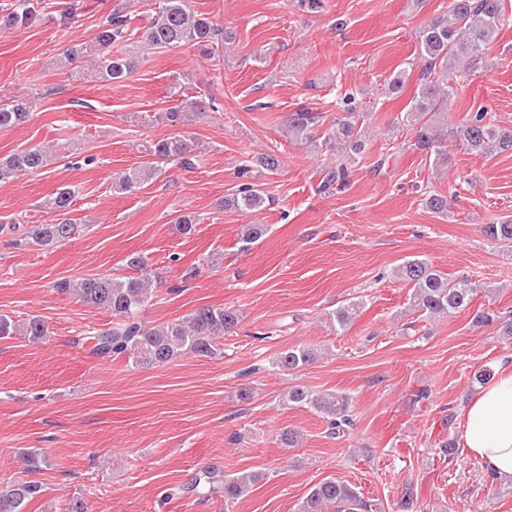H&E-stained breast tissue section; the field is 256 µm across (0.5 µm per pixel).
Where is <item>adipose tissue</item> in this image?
<instances>
[{"label":"adipose tissue","mask_w":512,"mask_h":512,"mask_svg":"<svg viewBox=\"0 0 512 512\" xmlns=\"http://www.w3.org/2000/svg\"><path fill=\"white\" fill-rule=\"evenodd\" d=\"M461 446L489 475L512 479V364L499 367L463 413Z\"/></svg>","instance_id":"obj_1"}]
</instances>
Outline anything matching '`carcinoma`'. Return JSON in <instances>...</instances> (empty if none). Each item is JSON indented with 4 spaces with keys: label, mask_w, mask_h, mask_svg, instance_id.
Returning a JSON list of instances; mask_svg holds the SVG:
<instances>
[{
    "label": "carcinoma",
    "mask_w": 512,
    "mask_h": 512,
    "mask_svg": "<svg viewBox=\"0 0 512 512\" xmlns=\"http://www.w3.org/2000/svg\"><path fill=\"white\" fill-rule=\"evenodd\" d=\"M506 0H450L446 16L439 17L419 32L418 46L422 62L421 77L416 94L399 115L397 123L415 133V145L435 152L434 164H448V141H453L467 154L492 157L512 153V131L501 129L485 119L483 112H469L456 124H448V108L455 101L460 84L478 71L486 51L495 42L504 21ZM34 15L32 0H13L0 15V29H11L29 23ZM129 18L114 13L99 25L93 44H74L67 47L60 59L61 67L73 80L85 75L82 60L97 55V75L100 79L119 83L136 68V61L112 47L130 40ZM232 39L230 32L214 23L207 14L192 10L187 0H155V17L146 29V40L158 49L197 48L213 56L215 48ZM344 116L335 118L316 138V128L322 121L321 113L301 107L288 113V132L299 139L317 142L334 148L349 159L364 148L367 116L356 105L353 95L342 98ZM202 111L197 100L183 99L179 106L170 108L166 119L171 123L183 120L187 112ZM33 102L26 98L0 100V129H9L25 123ZM190 146L181 136L163 137L150 146L151 160L123 171L113 178V188L130 193L153 183L162 174L165 165L177 161L185 168L192 166L188 156ZM258 165L267 173H275L280 158L275 150L256 157ZM48 165V156L40 146H31L0 157V177L15 172L34 174ZM346 162L326 169L323 188H342L348 184ZM75 192L68 185L60 186L44 201L48 212L56 215L52 224H31L23 235L28 242L48 247L65 241L78 232L75 219L68 217ZM274 203L273 197L260 185L247 182L236 193L224 199V208L242 213L264 209ZM268 231L264 224H245L241 240L251 245ZM483 233L501 248H512V221L486 224ZM129 268L141 272L130 277H88L64 280L55 284L58 290L72 294L79 300L109 311L124 321L118 328L100 331L93 337V351L108 357L126 354L141 366L165 365L187 353L201 357L216 354L215 340L232 330L239 315L229 308L203 306L186 320L145 327L135 321L136 313L151 297L150 275L145 273L146 260L140 255L128 259ZM397 277L409 287L412 305L430 315L452 316L471 308L477 288L467 280H452L434 269L426 260L414 257L398 269ZM358 304L341 306L327 315L330 328L344 331L355 315ZM477 324L497 323L504 336H512V316L504 318L488 311L477 312ZM45 322L32 317L22 323L8 315H0V338L23 335L38 340L47 334ZM318 358L317 350L298 346L280 352L273 365L285 371H300ZM283 404L307 407L327 420L329 435L339 438L351 426L349 400L342 394L314 393L305 386L295 385L284 395ZM264 479L258 472H243L224 477V499L237 500ZM43 492L42 483L29 480L13 482L0 491V512H26L28 503ZM367 504L352 487L337 479L324 480L314 485L298 504L297 512H363Z\"/></svg>",
    "instance_id": "cac0c4a2"
}]
</instances>
